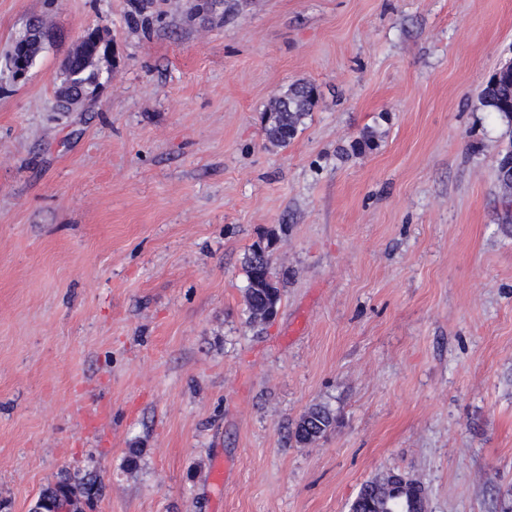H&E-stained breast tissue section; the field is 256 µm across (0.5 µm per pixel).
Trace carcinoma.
I'll return each mask as SVG.
<instances>
[{"mask_svg":"<svg viewBox=\"0 0 512 512\" xmlns=\"http://www.w3.org/2000/svg\"><path fill=\"white\" fill-rule=\"evenodd\" d=\"M103 49L90 39L80 45L64 67L72 75L71 90L75 94L94 91L98 83L97 65ZM478 101L482 109L512 125V75L493 73L483 85ZM318 103L315 85L302 81L292 84L266 113L264 132L275 146L285 147L293 140ZM255 244L245 253L243 267L248 285L245 292L247 321L265 325L264 316L275 315L281 301V289L271 270L267 248ZM336 423V414L326 405L310 406L296 422L293 437L298 444H311L320 439ZM350 512H427L426 488L406 477L396 481V473L364 482L350 504Z\"/></svg>","mask_w":512,"mask_h":512,"instance_id":"cac0c4a2","label":"carcinoma"}]
</instances>
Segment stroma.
Returning a JSON list of instances; mask_svg holds the SVG:
<instances>
[{
    "instance_id": "obj_1",
    "label": "stroma",
    "mask_w": 512,
    "mask_h": 512,
    "mask_svg": "<svg viewBox=\"0 0 512 512\" xmlns=\"http://www.w3.org/2000/svg\"><path fill=\"white\" fill-rule=\"evenodd\" d=\"M141 4L0 0V512L64 470L100 476L94 512H349L390 471L429 512H507L512 126L478 93L512 0ZM35 18L55 37L18 81ZM89 28L112 56L65 112ZM300 80L319 103L271 147ZM271 233L282 299L253 327L242 261ZM317 403L335 427L295 443ZM318 103L314 84L306 81L292 84L266 113L264 132L275 146L286 147L305 124Z\"/></svg>"
}]
</instances>
